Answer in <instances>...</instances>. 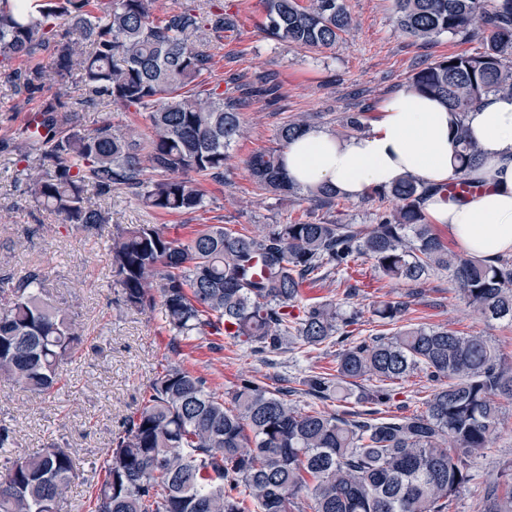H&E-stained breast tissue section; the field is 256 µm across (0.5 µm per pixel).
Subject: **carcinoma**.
<instances>
[{
    "mask_svg": "<svg viewBox=\"0 0 512 512\" xmlns=\"http://www.w3.org/2000/svg\"><path fill=\"white\" fill-rule=\"evenodd\" d=\"M262 27L303 48H330L353 23L344 0H262ZM397 25L422 42L466 35L478 27L481 47L418 66L412 91L431 94L464 120L494 93H512V0H395ZM74 39L62 41L61 28ZM235 29L220 8L156 13V0H0V63L57 51L64 85L77 76L92 99L144 112L142 139L104 122L80 129L79 115L57 93L27 121L12 146L34 201L92 236L112 221L91 207L86 188L125 189L167 215L203 208L199 181L224 182L227 151L242 135L247 96L276 97L277 84L258 75L246 88L208 81L213 56L195 34ZM30 94L43 89L37 68L23 76ZM342 127L362 134L363 114ZM311 128L306 116L286 123L288 144ZM476 145L458 131L455 181L469 182ZM245 165L261 189L296 193L283 172L282 150L252 153ZM448 186L400 178L370 197L375 223L264 224L253 235L206 224L181 238L167 225L134 224L111 238L112 272L124 305L159 311L173 342L223 335L252 351L317 349L340 344L335 373L302 381L316 400L373 405L342 415L292 405L245 377L230 405L181 361L162 366L139 409L112 440L91 512H448L474 479L472 461L490 447L504 403L512 402V362L486 338L407 318L420 285L448 272L472 311L512 322V256L479 260L448 249L423 208ZM393 201L396 207L384 208ZM360 258L389 280L412 285L372 315L396 331L353 337L362 312L347 308L363 289L348 271ZM339 275L342 298L312 301L306 287L322 271ZM30 272L16 285L0 279V380L50 394L75 359L82 330L65 302L42 297ZM435 388L423 414L378 416L399 392L389 382L415 371ZM376 380L365 391L358 381ZM0 512H63L77 477L69 449L51 442L34 454L4 459ZM484 512H512V485L487 489Z\"/></svg>",
    "mask_w": 512,
    "mask_h": 512,
    "instance_id": "cac0c4a2",
    "label": "carcinoma"
}]
</instances>
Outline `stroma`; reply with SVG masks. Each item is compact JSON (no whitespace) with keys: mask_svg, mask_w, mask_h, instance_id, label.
I'll use <instances>...</instances> for the list:
<instances>
[{"mask_svg":"<svg viewBox=\"0 0 512 512\" xmlns=\"http://www.w3.org/2000/svg\"><path fill=\"white\" fill-rule=\"evenodd\" d=\"M224 5L237 15L238 26L224 37L207 38L205 47L213 56L211 81L236 76L245 83L261 73L275 78L280 90L277 100H250L244 111L245 134L229 150L224 182L205 183V206L195 213L163 216L124 191L101 196L91 188L90 203L109 211L112 221L90 237L39 207L19 179L10 146L30 114L58 91L53 78L56 57L49 50L32 60L0 64V277L17 280L28 272H41L53 297L69 301L86 338L75 361L64 367L62 387L54 396L0 381V422L15 429V445L0 450V462L35 453L52 440L69 448L78 477L67 492L66 512H91L90 496L103 478L101 466L114 435L139 408L144 389L168 360L181 359L220 396L231 395L239 379L249 376L269 389L287 391L289 402L301 409L315 406L341 414L354 407L350 401L319 403L297 390L308 370L334 371L336 345L257 354L225 337L207 335L173 346L159 314L123 304L112 276L111 233L133 224H185L192 229L221 224L251 234L263 224L299 220L372 223L376 205L365 198L340 196L335 206L327 207L303 193L279 199L265 194L249 177L244 161L252 152L280 146L281 127L303 114L312 128L334 135L341 131L342 117L351 112L365 113L368 122H375L382 102L406 89L419 62L480 46L477 33L444 36L429 44L415 42L398 27L394 0H346L354 25L335 46L322 49L299 48L268 36L261 26V0H224ZM35 64L46 72L47 80L43 92L31 95L19 76ZM66 89L84 127L108 121L117 130L147 133L143 113L106 99L89 100L75 78ZM352 274L364 290L350 301L363 312L360 334L380 333L370 313L372 303L397 299L408 287L382 278L367 259L353 266ZM410 316L418 323L486 337L512 360V325L488 322L473 313L447 275L429 277ZM473 470L474 480L454 500L450 512H481L489 483L512 474V403L504 405L491 448L475 460Z\"/></svg>","mask_w":512,"mask_h":512,"instance_id":"1","label":"stroma"}]
</instances>
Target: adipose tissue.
<instances>
[{
  "instance_id": "ef3b65f1",
  "label": "adipose tissue",
  "mask_w": 512,
  "mask_h": 512,
  "mask_svg": "<svg viewBox=\"0 0 512 512\" xmlns=\"http://www.w3.org/2000/svg\"><path fill=\"white\" fill-rule=\"evenodd\" d=\"M381 112L361 135L311 129L291 141L283 155L289 178L302 189L327 185L352 200L403 176L439 186L454 176V137L465 131L480 150L469 173L477 192L462 199L436 194L424 207L468 255L512 254V94L489 95L462 121L438 99L409 90L388 98Z\"/></svg>"
}]
</instances>
